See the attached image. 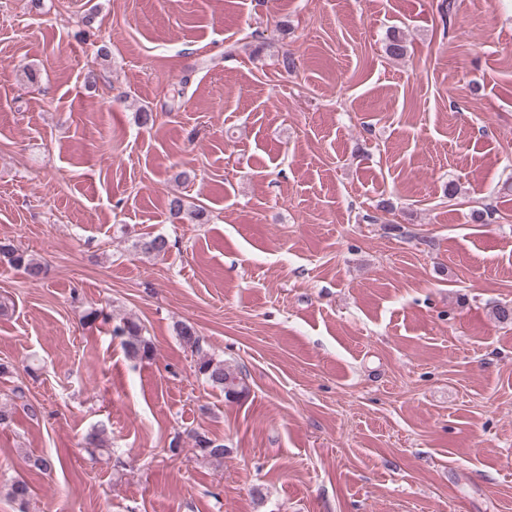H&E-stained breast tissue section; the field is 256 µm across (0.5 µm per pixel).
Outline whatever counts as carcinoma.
Here are the masks:
<instances>
[{
  "mask_svg": "<svg viewBox=\"0 0 512 512\" xmlns=\"http://www.w3.org/2000/svg\"><path fill=\"white\" fill-rule=\"evenodd\" d=\"M168 211L174 220H182L187 215L199 216V213L190 211L184 198L174 193L168 199ZM135 247L142 253L161 257L169 248L168 240L162 235L145 236L140 238ZM0 258L5 259L11 266L23 271L29 279L37 281L43 278L45 267L41 261L32 255L15 247L11 242L0 240ZM112 335L123 339V346L127 355L140 361L151 360L155 355L153 342L143 334V327L131 318L122 319L112 329ZM177 336L181 344L194 352L195 372L209 386L224 393V399L229 402L238 401L248 394V387L242 373L204 351L203 338L197 330L188 324L178 327ZM189 436L193 440V447L197 455L206 460H220L224 458V444L209 438L206 434L192 431ZM86 452L94 457L103 453L112 452L111 441L107 428L103 425L93 428L84 440ZM7 496L18 505L19 512H27L31 489L24 480H13L6 485Z\"/></svg>",
  "mask_w": 512,
  "mask_h": 512,
  "instance_id": "cac0c4a2",
  "label": "carcinoma"
}]
</instances>
